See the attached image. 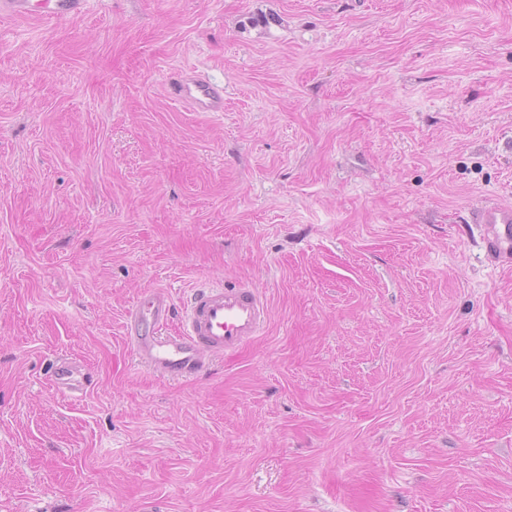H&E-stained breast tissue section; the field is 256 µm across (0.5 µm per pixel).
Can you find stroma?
I'll list each match as a JSON object with an SVG mask.
<instances>
[{
  "label": "stroma",
  "mask_w": 512,
  "mask_h": 512,
  "mask_svg": "<svg viewBox=\"0 0 512 512\" xmlns=\"http://www.w3.org/2000/svg\"><path fill=\"white\" fill-rule=\"evenodd\" d=\"M487 199L512 206V0L0 19V512H512ZM242 280L270 311L243 353L135 364L142 292ZM168 86L172 96L190 112L213 115L224 112V90L201 74L188 71L171 73ZM73 369L70 363L65 360H59L51 374V382L57 393L65 400L70 402H80L85 396V391L80 385L73 383Z\"/></svg>",
  "instance_id": "obj_1"
}]
</instances>
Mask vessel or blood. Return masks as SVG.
Returning a JSON list of instances; mask_svg holds the SVG:
<instances>
[{
	"label": "vessel or blood",
	"instance_id": "b4317fda",
	"mask_svg": "<svg viewBox=\"0 0 512 512\" xmlns=\"http://www.w3.org/2000/svg\"><path fill=\"white\" fill-rule=\"evenodd\" d=\"M91 0H0V16L38 17L67 21L87 15ZM172 96L189 111L219 114L224 91L201 74L171 73ZM469 223L479 225L480 246L495 267L512 265V206L488 201L474 208ZM269 306L251 283L233 285L202 283L191 289L182 304L169 291H145L123 323V336L136 361L168 380H186L206 373L213 361L233 356L260 337L267 324ZM177 320L174 334L163 335L170 320ZM73 369L59 360L51 374L57 393L71 402L82 401L85 391L72 380Z\"/></svg>",
	"mask_w": 512,
	"mask_h": 512
}]
</instances>
